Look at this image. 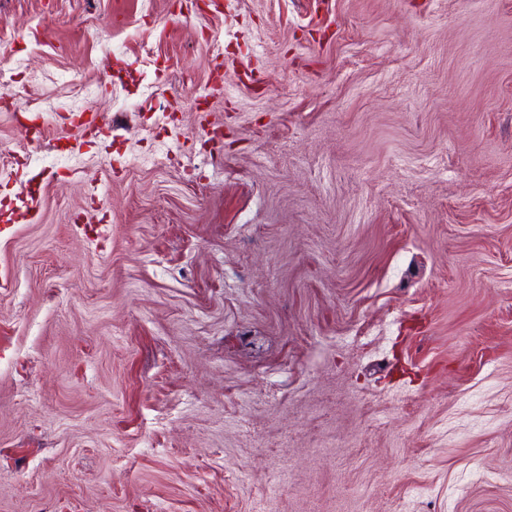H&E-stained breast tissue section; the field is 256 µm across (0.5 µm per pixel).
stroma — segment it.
Segmentation results:
<instances>
[{"instance_id": "35a3bbf8", "label": "stroma", "mask_w": 512, "mask_h": 512, "mask_svg": "<svg viewBox=\"0 0 512 512\" xmlns=\"http://www.w3.org/2000/svg\"><path fill=\"white\" fill-rule=\"evenodd\" d=\"M0 512H512V0H0Z\"/></svg>"}]
</instances>
